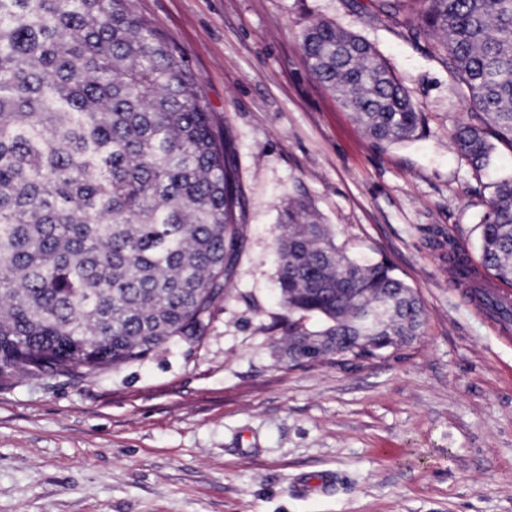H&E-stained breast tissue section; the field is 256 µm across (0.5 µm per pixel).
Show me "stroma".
<instances>
[{
	"label": "stroma",
	"mask_w": 512,
	"mask_h": 512,
	"mask_svg": "<svg viewBox=\"0 0 512 512\" xmlns=\"http://www.w3.org/2000/svg\"><path fill=\"white\" fill-rule=\"evenodd\" d=\"M378 0H133L199 76L245 212L206 336L91 378L0 381V512H512V342L470 297L489 191L455 149L470 107L435 38ZM326 19L370 42L423 114L370 138L308 72ZM307 197L350 256L419 296L420 336L292 363L278 211ZM475 275L458 283L449 251Z\"/></svg>",
	"instance_id": "35a3bbf8"
}]
</instances>
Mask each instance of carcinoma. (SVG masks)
<instances>
[{
    "label": "carcinoma",
    "mask_w": 512,
    "mask_h": 512,
    "mask_svg": "<svg viewBox=\"0 0 512 512\" xmlns=\"http://www.w3.org/2000/svg\"><path fill=\"white\" fill-rule=\"evenodd\" d=\"M413 38L435 34L475 122L457 150L491 195L485 268L512 284V0H379ZM309 73L372 138L421 124L373 47L326 20L302 32ZM225 140L183 56L131 0H0V380L86 378L206 335L243 246V212ZM277 223V285L288 341L330 336L338 358L383 349L360 337L416 336L423 309L385 261L336 245L310 204ZM478 299L504 320L512 305Z\"/></svg>",
    "instance_id": "obj_1"
}]
</instances>
